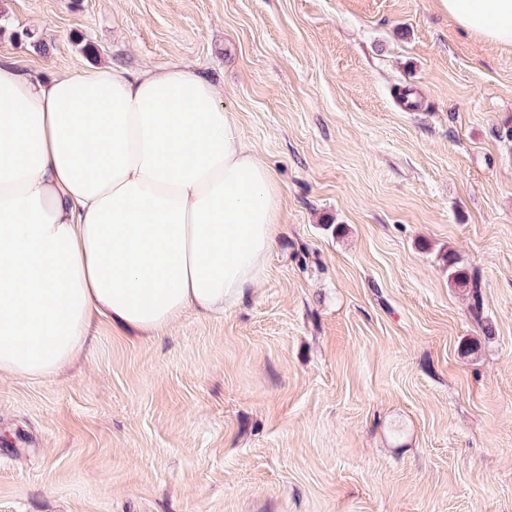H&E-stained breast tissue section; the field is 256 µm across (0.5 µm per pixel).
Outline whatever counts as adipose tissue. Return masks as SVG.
Wrapping results in <instances>:
<instances>
[{
	"mask_svg": "<svg viewBox=\"0 0 512 512\" xmlns=\"http://www.w3.org/2000/svg\"><path fill=\"white\" fill-rule=\"evenodd\" d=\"M512 46V0H443ZM273 171L217 86L186 66L44 78L0 58V375L44 378L95 318L157 337L266 273Z\"/></svg>",
	"mask_w": 512,
	"mask_h": 512,
	"instance_id": "ef3b65f1",
	"label": "adipose tissue"
}]
</instances>
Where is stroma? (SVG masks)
<instances>
[{"label":"stroma","instance_id":"35a3bbf8","mask_svg":"<svg viewBox=\"0 0 512 512\" xmlns=\"http://www.w3.org/2000/svg\"><path fill=\"white\" fill-rule=\"evenodd\" d=\"M0 56L187 65L282 196L241 305L0 376V512H512V48L441 0H0ZM443 261L448 270V283L467 291L471 299L470 310L473 317L478 321L482 320L483 295L480 276L476 271L471 273L454 252L448 251V254L444 255Z\"/></svg>","mask_w":512,"mask_h":512}]
</instances>
